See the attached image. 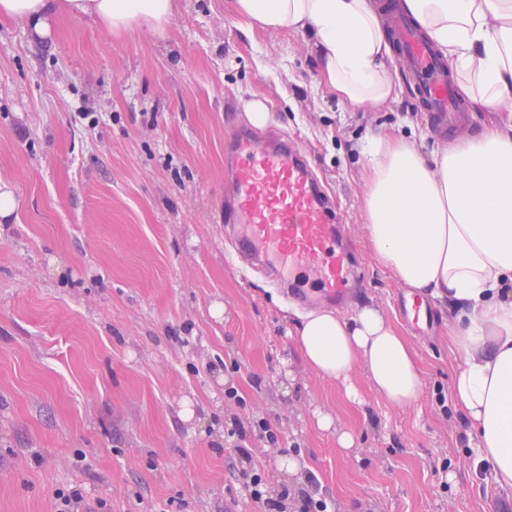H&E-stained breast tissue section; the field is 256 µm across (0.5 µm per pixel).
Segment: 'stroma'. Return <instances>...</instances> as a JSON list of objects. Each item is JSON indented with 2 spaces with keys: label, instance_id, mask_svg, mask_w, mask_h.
<instances>
[{
  "label": "stroma",
  "instance_id": "35a3bbf8",
  "mask_svg": "<svg viewBox=\"0 0 512 512\" xmlns=\"http://www.w3.org/2000/svg\"><path fill=\"white\" fill-rule=\"evenodd\" d=\"M407 72L394 60L399 95L383 107L340 101L319 86L308 34L248 29L233 0H176L163 27L120 34L60 13L38 39L0 19V185L21 202L0 223V512H55L70 487L107 512H265L242 492L229 434L260 418L279 443L248 437L252 465L283 512L307 496L334 512H512L451 399L452 311L433 300L432 324L414 329L407 288L369 248L361 153L401 136L427 154L512 113L473 108L436 132ZM256 102L333 193L363 267L343 313L378 307L405 337L416 404L387 402L360 373L356 404L313 372L288 297L225 242L224 148ZM231 386L244 405L225 399Z\"/></svg>",
  "mask_w": 512,
  "mask_h": 512
}]
</instances>
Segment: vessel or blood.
Masks as SVG:
<instances>
[{
  "mask_svg": "<svg viewBox=\"0 0 512 512\" xmlns=\"http://www.w3.org/2000/svg\"><path fill=\"white\" fill-rule=\"evenodd\" d=\"M402 54L415 78V94L435 126L454 129L466 119L451 72L406 19L396 18ZM230 183L224 222L236 253L292 287L309 303H343L358 267L341 238L335 205L303 150L287 136L242 132L226 149ZM405 312L417 326L431 320L429 303L411 297Z\"/></svg>",
  "mask_w": 512,
  "mask_h": 512,
  "instance_id": "vessel-or-blood-1",
  "label": "vessel or blood"
}]
</instances>
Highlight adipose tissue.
I'll use <instances>...</instances> for the list:
<instances>
[{
	"label": "adipose tissue",
	"mask_w": 512,
	"mask_h": 512,
	"mask_svg": "<svg viewBox=\"0 0 512 512\" xmlns=\"http://www.w3.org/2000/svg\"><path fill=\"white\" fill-rule=\"evenodd\" d=\"M399 9L452 60L471 106L496 112L512 103V0H399ZM249 27L309 34L325 89L358 106L380 107L398 89L388 64L394 45L381 0H234ZM174 0H0V16L50 34L61 12L113 33L146 21L163 25ZM363 217L377 259L407 288L447 300L462 363L450 385L478 462L512 489V123L422 154L399 138L365 148ZM292 336L307 364L341 384L364 375L386 401L416 403L423 381L403 336L378 308L352 316L291 311Z\"/></svg>",
	"instance_id": "obj_1"
}]
</instances>
